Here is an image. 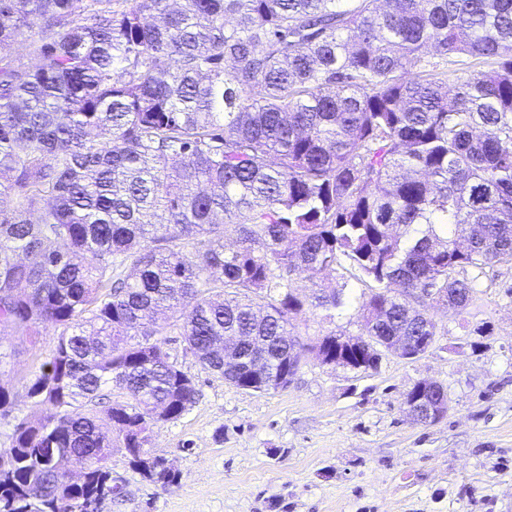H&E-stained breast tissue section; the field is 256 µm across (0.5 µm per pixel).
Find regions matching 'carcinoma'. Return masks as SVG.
Wrapping results in <instances>:
<instances>
[{"label": "carcinoma", "mask_w": 512, "mask_h": 512, "mask_svg": "<svg viewBox=\"0 0 512 512\" xmlns=\"http://www.w3.org/2000/svg\"><path fill=\"white\" fill-rule=\"evenodd\" d=\"M28 31L39 63L0 56V336L60 332L0 512H76L114 436L175 483L148 445L197 389L161 311L267 393L336 351L291 321L350 302L293 274L349 271L366 335L414 337L512 264V0H0V48Z\"/></svg>", "instance_id": "1"}]
</instances>
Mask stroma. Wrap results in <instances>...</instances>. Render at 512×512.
I'll return each mask as SVG.
<instances>
[{
	"label": "stroma",
	"instance_id": "1",
	"mask_svg": "<svg viewBox=\"0 0 512 512\" xmlns=\"http://www.w3.org/2000/svg\"><path fill=\"white\" fill-rule=\"evenodd\" d=\"M294 285L345 288L351 301L312 308L290 328L302 341L362 337L360 283L342 270L305 272ZM438 336L415 359L383 356L360 375L308 357L285 390L236 388L186 354L177 329L166 349L198 395L153 434L151 455L177 472L161 488L132 468L122 448L107 465L123 488L105 512H512V265L489 270L460 312L439 306ZM59 331L37 344L12 333L0 352V385L14 404L0 414V451L33 410L24 385L39 373ZM448 391V414L420 425L404 398L420 380Z\"/></svg>",
	"mask_w": 512,
	"mask_h": 512
}]
</instances>
